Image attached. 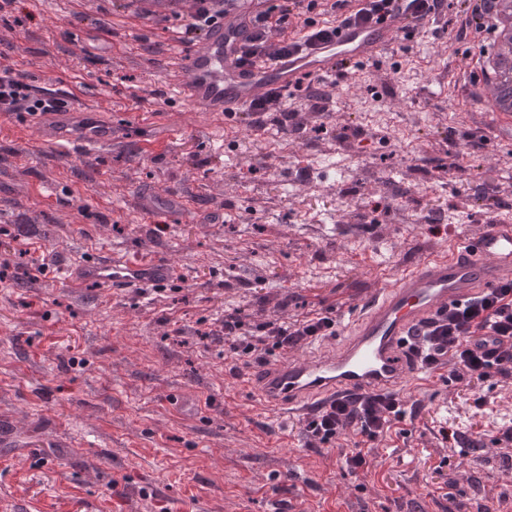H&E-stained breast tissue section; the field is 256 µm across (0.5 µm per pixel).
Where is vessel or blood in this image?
<instances>
[{"label": "vessel or blood", "instance_id": "b4317fda", "mask_svg": "<svg viewBox=\"0 0 512 512\" xmlns=\"http://www.w3.org/2000/svg\"><path fill=\"white\" fill-rule=\"evenodd\" d=\"M264 0H239L236 9L201 32L166 66L176 77L177 96L217 122L241 121L252 101L273 90L294 89L304 73L335 78L343 66H356L391 50L401 38L426 27L425 21L398 11L382 23L342 27L330 43L302 45L299 51L237 64L252 32V19ZM42 96L55 99L54 110L26 116L25 125L57 144L77 143L90 151L111 146L112 126L102 122V106L74 104L70 92L53 87ZM189 213V198L144 194L142 210ZM181 269L147 256L137 260L119 252L98 253L71 268V286L96 282L108 288H142L178 280ZM512 279V222L487 226L480 234L451 239L447 250L406 269L395 281L381 282L360 304L336 348L267 367L258 382L264 412L306 418L345 395L373 390L407 394L422 378L410 363L408 343L421 322L452 304Z\"/></svg>", "mask_w": 512, "mask_h": 512}]
</instances>
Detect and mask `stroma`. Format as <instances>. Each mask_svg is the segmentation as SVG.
I'll list each match as a JSON object with an SVG mask.
<instances>
[{
	"label": "stroma",
	"instance_id": "35a3bbf8",
	"mask_svg": "<svg viewBox=\"0 0 512 512\" xmlns=\"http://www.w3.org/2000/svg\"><path fill=\"white\" fill-rule=\"evenodd\" d=\"M444 23L341 72L330 109L288 92L295 118L258 131L182 104L164 62L166 30L112 13L76 21L79 0H0V59L30 84L78 81L77 103L111 108L112 145L60 150L0 114V512H512V468L494 439L512 423V377L468 389L433 372L407 417L344 460L358 437L311 441L301 420L263 413L244 382L259 373L205 338L224 311L249 327L331 311L352 315L377 280L512 216V143L489 132L479 95L456 102L457 0ZM171 112L179 133L147 111ZM190 196L196 214L140 210L145 192ZM49 251L37 281L11 234ZM154 256L185 276L153 299L65 281L95 251ZM205 400L188 422L171 397ZM487 404L478 408L476 396ZM482 436V450L443 431Z\"/></svg>",
	"mask_w": 512,
	"mask_h": 512
}]
</instances>
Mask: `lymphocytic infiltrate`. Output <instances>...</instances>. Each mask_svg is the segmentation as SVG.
<instances>
[{
  "label": "lymphocytic infiltrate",
  "instance_id": "obj_1",
  "mask_svg": "<svg viewBox=\"0 0 512 512\" xmlns=\"http://www.w3.org/2000/svg\"><path fill=\"white\" fill-rule=\"evenodd\" d=\"M317 2L280 0L276 8L258 12L253 20L254 31L242 48L240 65L249 66L267 56L272 26L283 25L293 13L303 16L312 41H331L335 26L313 25L311 13ZM443 5L444 0H362L360 8L354 10L349 0H334L336 19L344 24L378 22L399 8L416 17H436L441 15ZM47 106V100L37 96L23 76L11 68H0V112H35ZM335 333L336 319L327 312L291 322L271 320L249 330L236 310L220 319L214 336L238 358L263 363L275 352H286ZM417 341L422 367L432 371L447 369L449 382L469 387L496 375L512 376V280L429 319ZM405 417V404L397 394L352 396L309 417L304 431L324 445L353 427L365 446Z\"/></svg>",
  "mask_w": 512,
  "mask_h": 512
}]
</instances>
